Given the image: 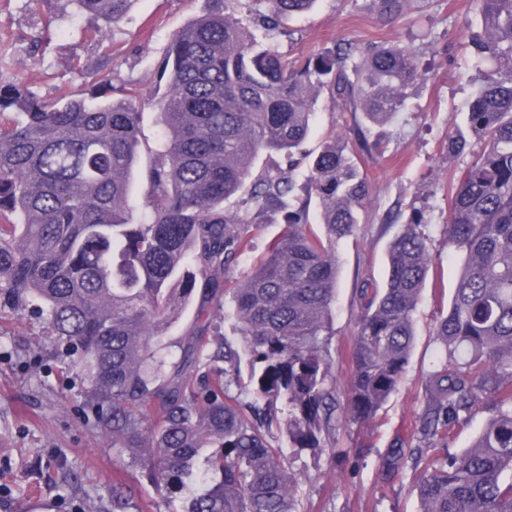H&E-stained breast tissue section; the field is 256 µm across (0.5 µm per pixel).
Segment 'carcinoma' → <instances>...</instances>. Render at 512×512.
I'll use <instances>...</instances> for the list:
<instances>
[{"label": "carcinoma", "instance_id": "carcinoma-1", "mask_svg": "<svg viewBox=\"0 0 512 512\" xmlns=\"http://www.w3.org/2000/svg\"><path fill=\"white\" fill-rule=\"evenodd\" d=\"M134 0H73L118 23ZM171 37L154 97L162 132L141 148L142 99L71 93L41 99L0 73V312L29 309L74 356L106 404L112 447L162 494L165 512H299L302 454L332 447L337 422L374 419L399 389L416 339L414 312L432 266L422 224H403L381 288L358 289L346 402L331 382L329 324L339 242L368 194L355 155L330 135L308 139L325 91L379 124L402 109L421 74L397 44L290 60L266 42L317 0H237ZM472 57L497 76L467 105L487 141L457 177L448 250L461 272L427 373L414 447L419 512H512V0H475ZM146 220L130 184L142 151ZM277 155L259 171L255 160ZM285 224L233 288L224 275L262 224ZM319 224L318 232L313 224ZM204 304L167 360L162 341L197 282ZM230 296L233 331L215 317ZM248 355L243 376L242 353ZM469 446L449 448L480 406ZM288 437V448L278 433ZM183 507H175L176 500ZM112 483L105 509L150 512Z\"/></svg>", "mask_w": 512, "mask_h": 512}]
</instances>
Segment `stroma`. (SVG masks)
<instances>
[{
  "mask_svg": "<svg viewBox=\"0 0 512 512\" xmlns=\"http://www.w3.org/2000/svg\"><path fill=\"white\" fill-rule=\"evenodd\" d=\"M233 12L236 0H134L123 19L104 28L71 0H0V72L22 77L38 97L88 93L106 81L111 97L149 96L172 35L213 9ZM472 0H405L386 17L375 0H318L286 19L270 37L286 57L314 56L349 43L356 55L397 43L412 54L421 80L404 91L405 106L390 122L370 124L321 98L307 150L337 135L354 151L370 192L365 221L337 247L339 276L331 324L333 380L345 401L356 331L357 290L383 284L386 247L399 225L421 215L431 239L433 268L415 315L417 336L403 382L370 426L338 425L333 449L303 456L301 512H418L416 474L394 465L413 446L425 376L438 357L430 331L459 275L448 252L449 185L480 154L467 127L466 106L495 66L466 65L477 33ZM464 135L467 149L448 150ZM129 455L112 446L79 367L25 311L0 320V512H93L113 483L131 480Z\"/></svg>",
  "mask_w": 512,
  "mask_h": 512,
  "instance_id": "stroma-1",
  "label": "stroma"
}]
</instances>
